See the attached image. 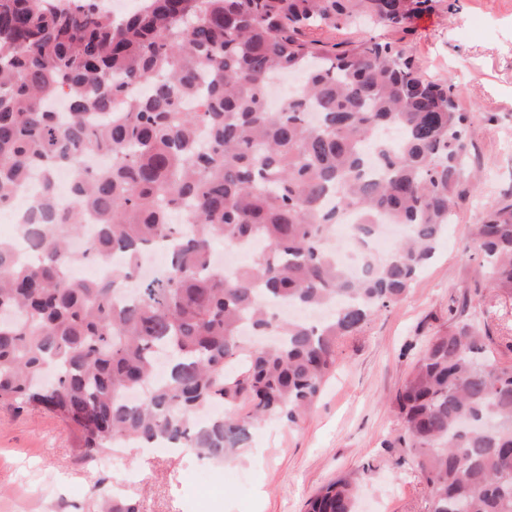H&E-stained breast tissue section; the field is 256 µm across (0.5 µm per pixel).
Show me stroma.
Here are the masks:
<instances>
[{"mask_svg":"<svg viewBox=\"0 0 512 512\" xmlns=\"http://www.w3.org/2000/svg\"><path fill=\"white\" fill-rule=\"evenodd\" d=\"M333 44L375 37L405 48L432 80L452 84L474 114L469 137L481 182L457 210L431 263L407 297L338 343V366L298 426L268 420L253 432L243 463L210 464L204 486L196 454L121 448L82 459L56 416L0 408V512H96L99 494L131 500L140 512H304L308 497L338 474L360 475L358 512H426L410 459L392 443L401 425L389 406L431 334L448 323L451 299L500 331L512 294L490 288L473 247L480 213L512 194V0H438L408 33L380 27L312 29Z\"/></svg>","mask_w":512,"mask_h":512,"instance_id":"obj_1","label":"stroma"}]
</instances>
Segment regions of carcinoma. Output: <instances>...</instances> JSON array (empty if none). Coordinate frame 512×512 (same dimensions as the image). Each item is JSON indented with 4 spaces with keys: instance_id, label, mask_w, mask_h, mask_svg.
I'll return each mask as SVG.
<instances>
[{
    "instance_id": "1",
    "label": "carcinoma",
    "mask_w": 512,
    "mask_h": 512,
    "mask_svg": "<svg viewBox=\"0 0 512 512\" xmlns=\"http://www.w3.org/2000/svg\"><path fill=\"white\" fill-rule=\"evenodd\" d=\"M434 2L143 0L115 14L105 0H0V209L29 170L48 183L52 163L76 170L68 211L47 197L18 225L25 250L0 240V406L55 414L87 457L163 440L222 463L261 421L297 425L339 339L406 296L476 188L473 114L452 86L390 42L329 45L306 29L405 31ZM288 73L299 87L271 110L268 88ZM93 152L112 167H85ZM186 201L188 232L169 223ZM353 214L361 241L380 218L407 228L355 278L329 248ZM90 216L96 234L74 252ZM476 239L493 287L512 293V200L483 210ZM251 241L247 265L213 266L216 244ZM163 243L166 269L138 278ZM117 256L107 279L71 274ZM282 303L333 313L282 321ZM467 306L451 299L448 327L390 399L395 447L428 512H512V361L492 355L489 323L462 318ZM217 403L224 415L200 419ZM358 481L336 476L305 512H356Z\"/></svg>"
}]
</instances>
